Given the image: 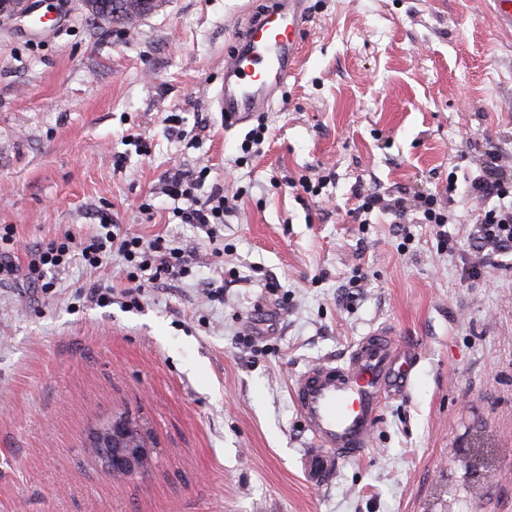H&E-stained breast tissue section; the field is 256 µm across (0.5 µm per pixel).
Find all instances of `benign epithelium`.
<instances>
[{"mask_svg": "<svg viewBox=\"0 0 512 512\" xmlns=\"http://www.w3.org/2000/svg\"><path fill=\"white\" fill-rule=\"evenodd\" d=\"M38 10L32 0H0V20L23 26ZM142 428L125 417H115L91 435V448L105 471L122 478L145 474L152 466L154 451L141 438Z\"/></svg>", "mask_w": 512, "mask_h": 512, "instance_id": "1", "label": "benign epithelium"}]
</instances>
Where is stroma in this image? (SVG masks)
Returning <instances> with one entry per match:
<instances>
[{"mask_svg":"<svg viewBox=\"0 0 512 512\" xmlns=\"http://www.w3.org/2000/svg\"><path fill=\"white\" fill-rule=\"evenodd\" d=\"M266 4L158 0L128 31L81 0L36 34L0 22V226L19 243L0 279V512H512V255L471 276L477 203L448 190L485 141L512 165V32L489 0H309L269 139L245 155L252 122L225 125L214 96ZM204 167L201 195L232 208L212 238L161 192ZM358 188L451 199L455 252L388 213L354 223ZM103 212L190 251L191 274L132 300L120 259L76 256L35 287L28 251L88 243ZM379 328L418 350L410 385L366 456L311 486L291 383ZM119 414L155 450L133 480L86 445Z\"/></svg>","mask_w":512,"mask_h":512,"instance_id":"obj_1","label":"stroma"}]
</instances>
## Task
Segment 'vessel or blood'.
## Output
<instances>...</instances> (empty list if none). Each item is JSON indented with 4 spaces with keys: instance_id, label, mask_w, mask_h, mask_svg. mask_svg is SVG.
<instances>
[{
    "instance_id": "vessel-or-blood-1",
    "label": "vessel or blood",
    "mask_w": 512,
    "mask_h": 512,
    "mask_svg": "<svg viewBox=\"0 0 512 512\" xmlns=\"http://www.w3.org/2000/svg\"><path fill=\"white\" fill-rule=\"evenodd\" d=\"M309 21L308 0H271L249 21L224 56L216 101L225 122L244 123L272 106L295 70ZM416 366V350L380 328L360 337L344 362L323 360L296 376L290 394L312 443L302 458L312 486L326 484L341 462L366 454L386 396L403 392Z\"/></svg>"
}]
</instances>
